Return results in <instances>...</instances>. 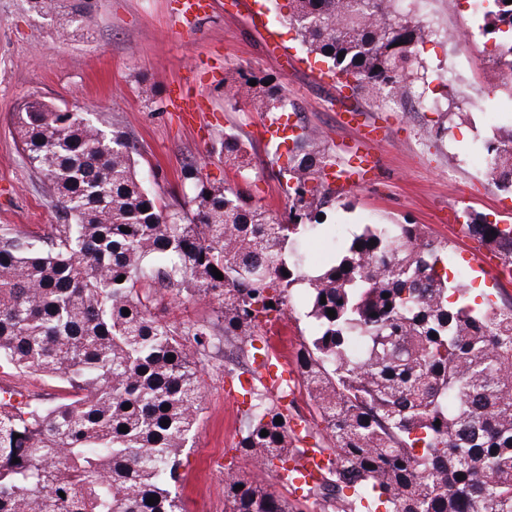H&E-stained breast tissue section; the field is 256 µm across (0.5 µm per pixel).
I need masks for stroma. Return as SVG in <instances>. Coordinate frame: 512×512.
Returning <instances> with one entry per match:
<instances>
[{
	"mask_svg": "<svg viewBox=\"0 0 512 512\" xmlns=\"http://www.w3.org/2000/svg\"><path fill=\"white\" fill-rule=\"evenodd\" d=\"M180 2L61 0L62 7L77 3L83 12L81 27L62 41L57 36L59 18L34 13L27 0H0V233L20 230L38 238L61 221L18 148L14 115L24 100L35 97L66 109L87 107L106 121L120 123L136 142L149 189L168 204L183 197L181 169L202 162L210 181L242 190L277 217L288 214V199L276 179L278 169L287 164L288 147L272 148L263 136L265 116L225 94L224 72L232 67L280 77L299 105L291 122L320 130L337 163L346 164L342 145L355 131L345 122L340 92L327 75L326 63L307 54L284 22L287 0H265V29L255 26L245 12L228 19L225 0H208L205 14L187 21L178 14ZM420 15L459 35L477 30L470 0H435L432 10H421ZM271 31L288 46L292 63L268 52L266 36ZM476 48V59L459 71L460 87L432 80L442 111L413 116L360 105L358 122L379 128V169L370 183L326 205L322 236L301 243L311 267L331 256L336 225L355 229L411 222L423 225L430 238L447 246L472 285L512 301V281L494 282L473 263L477 257L500 260L498 249L481 243L462 218L467 210L493 221H512V191L487 184L481 148L491 126L512 125V101L481 90L480 67L492 62L495 45L481 38ZM143 80L159 93L153 105H146L138 94ZM173 87L198 97L199 119L173 110L168 99ZM441 126L448 129L443 138L436 134ZM228 131L252 144L247 173L225 167L219 154V141ZM279 326L287 336L285 353L295 358L301 344L311 339L302 289H292ZM246 369L227 344L198 359L203 399L177 485L186 512H225L224 473L229 468L261 481L276 495L290 494L276 468L258 470L237 448L246 407L232 394ZM0 387L19 390L46 405L61 395L54 379L11 369L0 370ZM289 415L304 426L313 447L333 448L303 386L294 389Z\"/></svg>",
	"mask_w": 512,
	"mask_h": 512,
	"instance_id": "1",
	"label": "stroma"
}]
</instances>
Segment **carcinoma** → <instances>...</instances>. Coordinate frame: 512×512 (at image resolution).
<instances>
[{
    "label": "carcinoma",
    "mask_w": 512,
    "mask_h": 512,
    "mask_svg": "<svg viewBox=\"0 0 512 512\" xmlns=\"http://www.w3.org/2000/svg\"><path fill=\"white\" fill-rule=\"evenodd\" d=\"M286 8L302 47L350 98L382 111L428 84L418 61L426 26L397 0ZM477 18L500 57H512V3L482 0ZM224 83L274 121L286 109L278 77L235 69ZM17 125L25 161L63 223L38 240L0 234V368L53 377L66 397L46 408L0 389V512H184L173 486L202 400L196 357L216 336L256 356L262 324L285 312L298 286L312 339L296 366L335 440L331 477L308 493L336 512H475L478 503L512 512V302L487 293L476 302L460 273L448 275L444 248L410 223L366 224L309 271L287 246L321 230L336 195L316 131L289 136L277 172L285 221L194 165L181 172L191 193L161 204L144 185L134 141L92 112L35 98ZM485 149L487 180L511 189L512 130ZM220 154L240 173L251 165L236 133H224ZM468 228L512 265L511 225L482 216ZM166 295L205 299L216 320L171 323L154 312ZM249 395L237 448L262 467L301 454L284 396ZM224 501L226 512L300 510L237 475L225 479Z\"/></svg>",
    "instance_id": "cac0c4a2"
}]
</instances>
